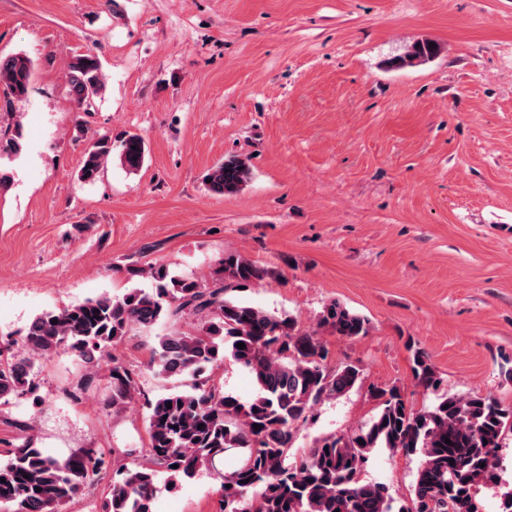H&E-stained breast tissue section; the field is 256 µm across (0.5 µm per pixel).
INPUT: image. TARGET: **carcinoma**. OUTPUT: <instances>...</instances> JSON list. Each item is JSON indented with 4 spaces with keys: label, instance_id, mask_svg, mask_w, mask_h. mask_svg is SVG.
<instances>
[{
    "label": "carcinoma",
    "instance_id": "cac0c4a2",
    "mask_svg": "<svg viewBox=\"0 0 512 512\" xmlns=\"http://www.w3.org/2000/svg\"><path fill=\"white\" fill-rule=\"evenodd\" d=\"M413 43L392 60L398 68L433 60L440 45ZM33 61L15 53L0 55V109L24 102ZM66 87L75 112L88 114L105 90L101 61L94 52L72 56ZM21 134L0 127V157L21 153ZM147 148L139 134L99 135L84 149L77 179L101 180L106 164L117 159L128 173L143 167ZM211 192L236 194L251 179L248 159L231 156L205 174ZM148 275L154 288H132L121 296L102 295L81 303L44 310L24 332L27 354L0 345V405L36 395L35 361L70 349L85 364L77 389L93 381L109 348L134 331L149 332L187 314L200 316L193 332L157 337L150 368L163 378H183L184 389L149 403L148 446L144 461L128 466L135 448L112 449V483L107 512H153L159 482L176 483L211 470L220 480L224 512H484L482 486L498 482V450L512 432V406L477 393L437 396L430 406L413 408L398 386H371L379 410L347 435L329 434L305 451L295 450L296 434L313 407L354 389L362 371L354 363L329 366L321 333L356 338L369 333V320L334 301L320 313L316 327L255 307L233 295L237 288L261 282L267 269L237 252L219 259L216 286L170 274L163 266L132 268ZM245 348H237L238 343ZM112 358V357H110ZM229 358L252 376L256 392L242 401L201 379L205 370ZM413 377L434 392L441 381L427 356L415 352ZM112 413L118 414L139 393L137 374L114 357L111 361ZM259 428H254V425ZM450 443H445V440ZM364 444H359V441ZM376 448L419 457L410 503L394 505L384 486L361 479ZM237 466L224 471V456ZM107 469L105 457L79 449L59 459L32 442L0 460V512H63Z\"/></svg>",
    "mask_w": 512,
    "mask_h": 512
}]
</instances>
